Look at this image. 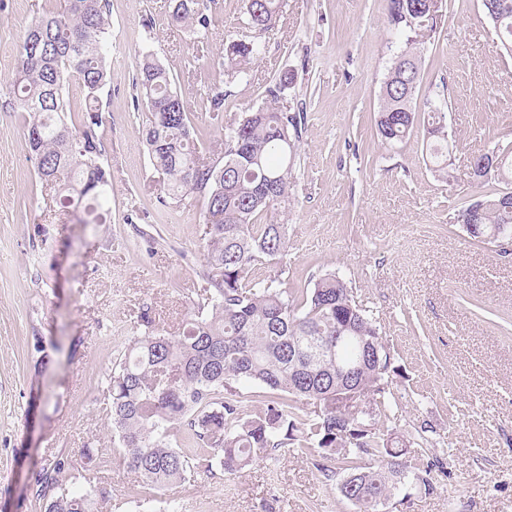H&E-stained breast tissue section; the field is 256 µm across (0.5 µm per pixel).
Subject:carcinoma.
I'll return each mask as SVG.
<instances>
[{
    "instance_id": "cac0c4a2",
    "label": "carcinoma",
    "mask_w": 512,
    "mask_h": 512,
    "mask_svg": "<svg viewBox=\"0 0 512 512\" xmlns=\"http://www.w3.org/2000/svg\"><path fill=\"white\" fill-rule=\"evenodd\" d=\"M170 22L188 25L196 38L209 33L215 0H171ZM482 12L512 52V0H481ZM281 0H244L252 35L229 36L217 59L189 65L207 72L210 88L197 103L210 124L224 128V150L201 155L191 134L187 103L174 78L147 53L139 65L146 121L142 135L154 167L167 180L170 209L203 201L206 261L211 288L197 310L174 332L152 326L129 340L108 381L112 440L120 464L159 501L163 512H180L159 492L190 473L219 466L231 479L257 463L294 453L314 461L325 479L343 474L340 492L355 512H378L385 493L410 479L426 491L434 487L432 467L410 459L402 440L376 427L397 420L389 388L381 387L391 358L370 311L356 304L352 288L326 274L312 288H283L274 280L252 278L254 266L281 259L286 227L271 219L288 202L292 155L304 114L261 107L224 125V68L239 69L259 51L253 34L280 18ZM433 11V0H388L391 27L412 28L418 14ZM111 25L107 0H65L27 28L17 46L18 67L4 106L20 113L35 168L44 188L64 207L85 204L102 224L110 210L112 175L105 160L101 93L111 81L107 58ZM422 51L407 47L396 56L382 86L376 118L381 138L403 142L422 133L432 174L449 181L445 112L429 108L421 118L415 96ZM82 98L74 101L70 86ZM69 138L60 131L68 127ZM478 199L457 221L472 240L512 237V197L499 185H512V151L499 152ZM354 370L352 382L368 401L367 414L341 403L348 384L336 367ZM258 383L271 397L261 411L244 410L238 387ZM306 400L308 409L300 405ZM94 450L79 457L46 460L36 480L45 512H98L110 497L104 485L63 489L74 474L89 470Z\"/></svg>"
}]
</instances>
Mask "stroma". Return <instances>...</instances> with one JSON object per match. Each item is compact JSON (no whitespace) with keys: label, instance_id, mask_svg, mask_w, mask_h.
I'll return each instance as SVG.
<instances>
[{"label":"stroma","instance_id":"1","mask_svg":"<svg viewBox=\"0 0 512 512\" xmlns=\"http://www.w3.org/2000/svg\"><path fill=\"white\" fill-rule=\"evenodd\" d=\"M64 0H0V92L26 27ZM111 83L102 93L111 212L79 223L42 187L18 113L0 111V512H44L43 461L93 448L109 455L107 379L140 313L176 327L208 286L201 203L170 214L135 107L146 53L169 70L203 155L223 132L196 111L207 82L197 54L220 56L247 33L242 0H218L207 40L169 21V0H109ZM423 51L418 106L446 101L452 179L427 167L421 138L386 144L374 114L407 40ZM244 72L224 77V116L273 105L303 113L294 183L273 218L286 226L282 263L259 280L310 288L332 273L373 311L393 357L394 434L435 465L433 492L407 484L380 512H512V255L468 238L456 221L480 188L472 155L512 149V54L481 0H442L435 27L390 30L386 0H285ZM111 488L101 512H159L134 476L99 464ZM181 512H354L338 481L288 454L240 477L197 474L166 489Z\"/></svg>","mask_w":512,"mask_h":512}]
</instances>
